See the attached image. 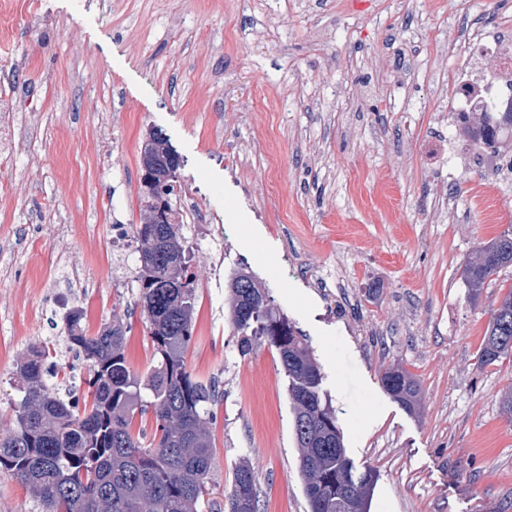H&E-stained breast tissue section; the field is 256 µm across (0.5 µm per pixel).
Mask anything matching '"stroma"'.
<instances>
[{
    "instance_id": "stroma-1",
    "label": "stroma",
    "mask_w": 512,
    "mask_h": 512,
    "mask_svg": "<svg viewBox=\"0 0 512 512\" xmlns=\"http://www.w3.org/2000/svg\"><path fill=\"white\" fill-rule=\"evenodd\" d=\"M0 25L18 126L0 157V418L38 342L86 392L60 341L73 307L87 333L128 326L127 361L150 375L139 263L114 258L112 227L140 221L157 130L180 159L195 277L185 362L216 386L210 500L245 462L258 512H308L279 357L232 327L245 273L304 334L348 458L376 472L370 512H512V359L479 360L512 267L477 295L461 276L512 230V169L476 161L441 87L464 39L512 51V0H0ZM286 253L304 264L276 274ZM396 367L420 385L416 412L381 384Z\"/></svg>"
}]
</instances>
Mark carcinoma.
Masks as SVG:
<instances>
[{
  "mask_svg": "<svg viewBox=\"0 0 512 512\" xmlns=\"http://www.w3.org/2000/svg\"><path fill=\"white\" fill-rule=\"evenodd\" d=\"M140 302L157 365L147 379L155 429L149 446L132 432V413L143 405L141 383L125 356L127 329L81 327L82 312L66 315L63 341L87 362V400L61 395L56 348L32 347L18 370L24 396L0 428V469L35 493L42 512H200L213 471L206 423L214 418L215 388L193 379L184 360L192 338L195 280L180 241L179 224H139ZM512 266V232L479 246L462 276L479 294ZM232 325L247 346L260 336L274 348L288 377L293 434L300 448L308 512H367L374 472L357 471L346 455L318 363L295 325L274 311L271 298L247 274L230 282ZM512 357V287L491 313L480 351L484 364ZM386 391L412 411L419 384L401 368L382 374ZM228 512H258L257 477L241 463L233 472Z\"/></svg>",
  "mask_w": 512,
  "mask_h": 512,
  "instance_id": "obj_1",
  "label": "carcinoma"
}]
</instances>
